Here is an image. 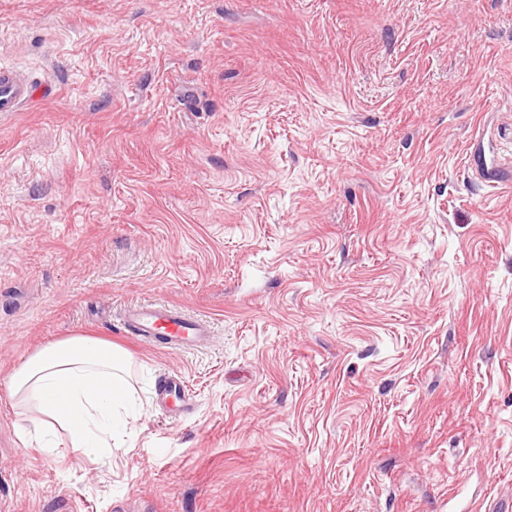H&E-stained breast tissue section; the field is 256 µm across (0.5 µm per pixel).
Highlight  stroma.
I'll use <instances>...</instances> for the list:
<instances>
[{
  "instance_id": "35a3bbf8",
  "label": "stroma",
  "mask_w": 512,
  "mask_h": 512,
  "mask_svg": "<svg viewBox=\"0 0 512 512\" xmlns=\"http://www.w3.org/2000/svg\"><path fill=\"white\" fill-rule=\"evenodd\" d=\"M1 64L0 381L95 336L142 403L102 459L0 388V512H512V0H0ZM51 93L52 88H38L13 68L0 67V116L18 112L39 95L43 97ZM123 321L128 334L136 340L159 337L174 351L196 347L212 329L208 321L191 317L175 306L149 302L127 308Z\"/></svg>"
}]
</instances>
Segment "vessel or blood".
Here are the masks:
<instances>
[{
    "label": "vessel or blood",
    "instance_id": "obj_1",
    "mask_svg": "<svg viewBox=\"0 0 512 512\" xmlns=\"http://www.w3.org/2000/svg\"><path fill=\"white\" fill-rule=\"evenodd\" d=\"M42 90L13 68L0 67V116L20 111L34 102ZM124 326L139 341L161 338L168 348L185 351L203 342L211 332L208 321L191 317L179 308L160 303H143L127 308Z\"/></svg>",
    "mask_w": 512,
    "mask_h": 512
}]
</instances>
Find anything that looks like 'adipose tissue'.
<instances>
[{"mask_svg": "<svg viewBox=\"0 0 512 512\" xmlns=\"http://www.w3.org/2000/svg\"><path fill=\"white\" fill-rule=\"evenodd\" d=\"M9 400L30 412L23 440L58 448L66 434L72 451L112 454V433L136 405L128 356L110 341L73 336L40 347L5 383Z\"/></svg>", "mask_w": 512, "mask_h": 512, "instance_id": "obj_1", "label": "adipose tissue"}]
</instances>
